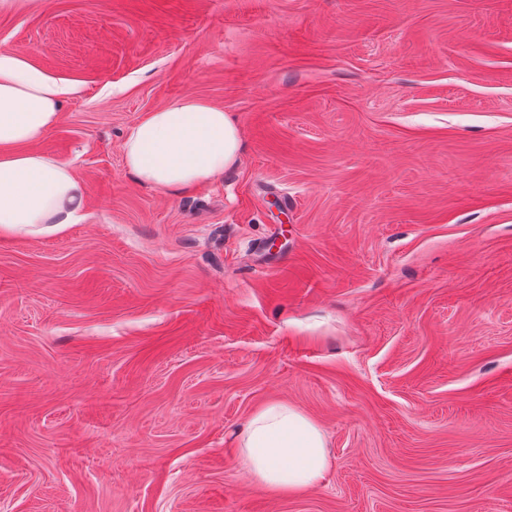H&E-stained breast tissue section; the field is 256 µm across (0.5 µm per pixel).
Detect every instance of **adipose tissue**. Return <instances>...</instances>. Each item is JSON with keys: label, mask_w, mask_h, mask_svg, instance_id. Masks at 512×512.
<instances>
[{"label": "adipose tissue", "mask_w": 512, "mask_h": 512, "mask_svg": "<svg viewBox=\"0 0 512 512\" xmlns=\"http://www.w3.org/2000/svg\"><path fill=\"white\" fill-rule=\"evenodd\" d=\"M73 92L25 54L0 51V233H51L84 220L82 180L36 148ZM240 151L234 120L222 107L194 96L145 113L122 143L126 168L141 183L169 192L222 176L237 166ZM238 443L253 479L275 494L305 493L321 483L330 466L321 427L281 401L257 411Z\"/></svg>", "instance_id": "ef3b65f1"}]
</instances>
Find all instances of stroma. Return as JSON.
<instances>
[{
	"label": "stroma",
	"mask_w": 512,
	"mask_h": 512,
	"mask_svg": "<svg viewBox=\"0 0 512 512\" xmlns=\"http://www.w3.org/2000/svg\"><path fill=\"white\" fill-rule=\"evenodd\" d=\"M2 49L77 86L37 149L86 194L0 236V512H512V0H22ZM185 96L240 161L143 186ZM271 401L299 496L238 446ZM240 131L224 108L188 96L146 112L122 143L126 168L143 184L178 192L235 168ZM238 443L253 479L274 494L301 495L319 485L330 466L321 427L281 401L257 411Z\"/></svg>",
	"instance_id": "35a3bbf8"
}]
</instances>
